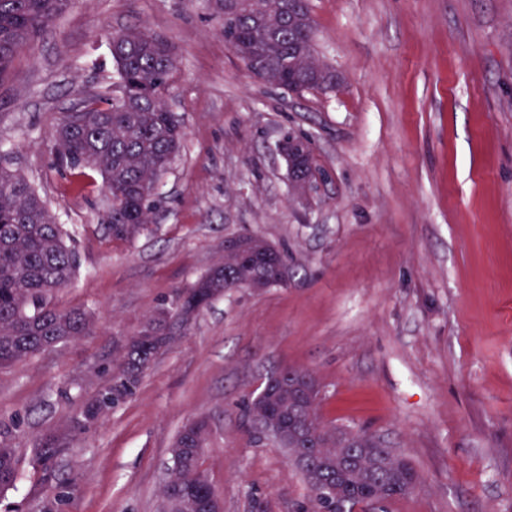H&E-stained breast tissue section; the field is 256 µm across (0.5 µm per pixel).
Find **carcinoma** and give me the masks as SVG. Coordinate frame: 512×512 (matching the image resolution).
<instances>
[{
  "label": "carcinoma",
  "mask_w": 512,
  "mask_h": 512,
  "mask_svg": "<svg viewBox=\"0 0 512 512\" xmlns=\"http://www.w3.org/2000/svg\"><path fill=\"white\" fill-rule=\"evenodd\" d=\"M289 0H213L224 18V39L244 63L260 66L262 81L301 94L327 91L336 78L315 57L314 21L308 6L288 12ZM69 6V0H0V77L21 48L35 41ZM112 60L119 83L115 95H92L82 100V111L59 114L51 152L56 164L75 177L97 172L112 195L103 216L115 239L130 240L152 221L153 197L162 176L181 152L184 132L178 116L164 100L176 62L169 59L164 39L144 30L130 29L110 37ZM303 140L287 136L280 145L296 180L314 171L309 145L296 153ZM72 237L56 222L38 191L0 157V368L33 357L60 340L85 336L94 328L91 313L82 308L59 309L53 293L67 287L79 265ZM257 266H246L226 255L194 285L179 293L157 317L182 310L197 312L237 282L253 280ZM157 354L156 345L138 334L119 352L112 387L98 401L75 416L72 429L81 430L109 407L132 396L143 372ZM271 409L288 408V423L300 434H313L321 447L341 451L348 430L326 426L318 415L319 403H310L305 385L282 390L268 403ZM359 464L349 470L326 468L324 491L309 486L311 512H354L378 494L377 483L389 486L392 500L410 494L419 476L405 460L388 452L372 451V435L356 433ZM207 437L189 428L178 433L169 455L173 458L162 499L171 492H190L205 500L213 485L202 470ZM68 436H49L37 450V464L53 468ZM20 479L17 451L0 446V491Z\"/></svg>",
  "instance_id": "obj_1"
}]
</instances>
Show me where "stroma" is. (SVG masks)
<instances>
[{"label":"stroma","instance_id":"obj_1","mask_svg":"<svg viewBox=\"0 0 512 512\" xmlns=\"http://www.w3.org/2000/svg\"><path fill=\"white\" fill-rule=\"evenodd\" d=\"M338 83L294 94L250 77L207 0H72L0 81V155L74 236L79 274L56 306L90 335L0 370V444L22 512H161L168 450L209 425L203 467L224 512H303L309 489L253 425L269 374L309 371L319 415L380 436L420 481L387 512H512V0H309ZM174 47L165 92L186 138L132 240L101 222L102 179L78 188L49 153L60 112L111 93L106 34ZM309 142L324 173L302 196L279 152ZM253 233L287 286L232 288L190 322L135 394L86 429L116 353L161 304ZM67 433L55 500L35 453ZM251 241L252 253L257 257L266 255L269 250L275 253L278 261H276L271 268V280L281 287L287 286L289 279V268L286 264L279 261V259L284 258L283 254L262 237L254 238ZM19 459L16 448L0 446V491L13 487L20 479Z\"/></svg>","mask_w":512,"mask_h":512}]
</instances>
